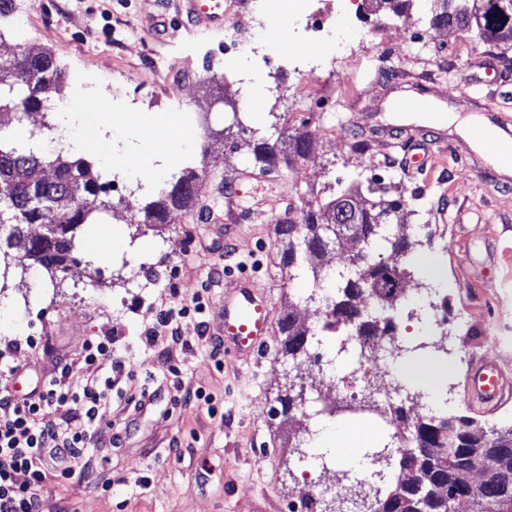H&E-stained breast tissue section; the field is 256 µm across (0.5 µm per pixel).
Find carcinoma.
Instances as JSON below:
<instances>
[{
	"label": "carcinoma",
	"instance_id": "1",
	"mask_svg": "<svg viewBox=\"0 0 512 512\" xmlns=\"http://www.w3.org/2000/svg\"><path fill=\"white\" fill-rule=\"evenodd\" d=\"M442 11L435 19L475 31L480 39L512 40V13L503 14L498 0H439ZM0 77L7 85L0 88L1 110H38L61 90L65 76L58 68L54 55L42 52L33 56L27 68L19 70L0 58ZM22 136L0 134V186L8 191L9 201L0 209V224H56L52 236L35 241L30 256L48 268L65 270L64 262L73 250V229L91 220L93 211L85 208L82 196L103 190L90 165L83 160L62 159V151L40 150L21 146ZM255 163L267 172L279 164H288V155L277 152L267 138L249 145ZM54 167L55 177L42 178L44 164ZM198 174L187 170L175 182L162 189L157 200L145 211L146 224H163L171 209L187 207L193 200V185ZM371 195L386 191L382 180L372 178L367 185L354 180L338 190L324 204L308 208L303 214L301 236L279 231L286 240L284 266L291 268L306 261L311 264L313 284L323 280L312 247L326 242L336 251H343L347 236L361 232L371 240L385 239L381 225L390 223L391 216L382 214L371 204L367 209L355 206L361 188ZM389 273L404 279V271L388 264L382 254L367 250L364 255L336 269L335 289L326 296L327 323H340L350 335L391 344L390 323L374 318L359 319L360 329L344 315L365 313L364 299L376 307L385 308L388 294L381 288L356 290L351 280L359 274ZM285 336L284 354L295 360L304 352L307 329L288 317L281 322ZM308 386L299 380L289 386L288 396L281 399L282 412L288 414L304 406ZM512 448V426L502 429L485 428L474 420L454 414L433 416L410 427L403 437V447L391 453L394 488L383 493L376 488L370 512H512V455H501Z\"/></svg>",
	"mask_w": 512,
	"mask_h": 512
}]
</instances>
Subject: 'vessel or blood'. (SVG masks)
Masks as SVG:
<instances>
[{
  "instance_id": "obj_1",
  "label": "vessel or blood",
  "mask_w": 512,
  "mask_h": 512,
  "mask_svg": "<svg viewBox=\"0 0 512 512\" xmlns=\"http://www.w3.org/2000/svg\"><path fill=\"white\" fill-rule=\"evenodd\" d=\"M183 5L194 29H211L224 24L221 0H183ZM472 137L489 154L512 156L511 131L498 135L488 128L478 127L473 130ZM252 288V281H240L236 292L224 298V322L219 334L225 354L233 358L255 355L264 345L271 328L268 299L255 295ZM506 388L503 374L491 361L482 359L472 365L467 390L473 402L492 404L503 396Z\"/></svg>"
}]
</instances>
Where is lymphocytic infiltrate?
Returning a JSON list of instances; mask_svg holds the SVG:
<instances>
[{"instance_id": "f902f5d3", "label": "lymphocytic infiltrate", "mask_w": 512, "mask_h": 512, "mask_svg": "<svg viewBox=\"0 0 512 512\" xmlns=\"http://www.w3.org/2000/svg\"><path fill=\"white\" fill-rule=\"evenodd\" d=\"M111 354V338L85 340L77 360L58 364L48 382L19 397L8 387L19 368L0 353V512H43L48 470L70 475L113 387L108 377L83 382L81 370Z\"/></svg>"}]
</instances>
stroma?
<instances>
[{"label":"stroma","mask_w":512,"mask_h":512,"mask_svg":"<svg viewBox=\"0 0 512 512\" xmlns=\"http://www.w3.org/2000/svg\"><path fill=\"white\" fill-rule=\"evenodd\" d=\"M178 11L177 0H26L24 15L0 39L9 59L27 50L54 54L73 114L66 154L88 161L105 186L84 198L97 221L77 228L66 271H47L11 225L0 227V260L9 265L0 279V350L12 347L24 367L17 378L23 394L88 337H111L124 361L119 375L107 358L91 369L94 377L115 376V393L74 476H49L42 487L48 512H253L257 504L291 512L305 475H319L320 463L339 477L360 473L374 445L341 455L335 435L353 422L376 426L371 411L290 422L278 413V397L299 370L318 369L336 382L350 364L336 338L320 332L325 303L310 300L306 266L283 267L275 235L280 201L293 200L302 216L307 203L359 174L382 179L380 204H403L397 220L411 250L396 264L408 271L412 290L393 312L396 339L448 336L453 371L431 392H415L413 417L512 425V396L482 406L467 394L473 351L512 362V173L497 169L456 126L425 135L422 119L398 118L383 106L391 92L409 89L459 115L512 127V43L432 26V0H402L396 8L385 0H334L321 32L311 27L308 0H268L265 19L229 51L223 29H187ZM242 75L261 84L262 102H249ZM101 93L114 116L153 119L134 132H101L106 159L82 145L96 123L85 103ZM236 110L246 115L244 127L232 124ZM185 133L191 147L151 179L122 169L127 155L146 145L165 151ZM303 134L309 150L289 169L258 171L251 140L277 138L289 150ZM363 139L369 149L355 151ZM194 167L192 207L171 211L166 223H145L144 207L162 185ZM102 234L118 246L90 255L85 242ZM417 256L434 260L438 274L422 273ZM242 277L268 297L275 324L288 311L303 313L312 333L306 356H283L275 327L251 360L228 359L216 369L211 350L224 297ZM175 296L201 297L206 310L182 322L179 343L148 346L147 309ZM464 310L468 320L456 322ZM445 313L442 333L435 323ZM30 336L37 348L27 346ZM165 360L180 369L179 380L157 379L154 400L135 409L125 397L132 382ZM197 387L216 413L177 404L184 389Z\"/></svg>","instance_id":"1"}]
</instances>
